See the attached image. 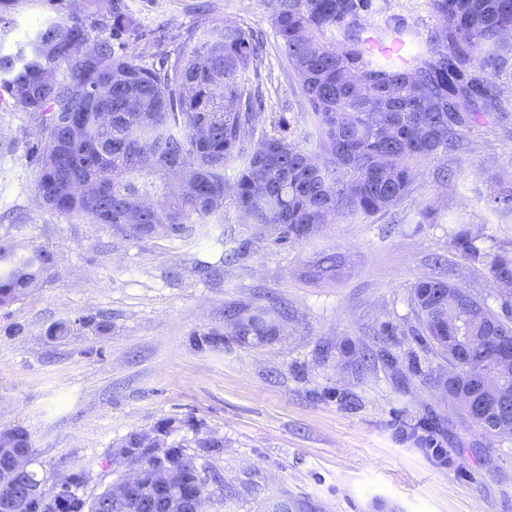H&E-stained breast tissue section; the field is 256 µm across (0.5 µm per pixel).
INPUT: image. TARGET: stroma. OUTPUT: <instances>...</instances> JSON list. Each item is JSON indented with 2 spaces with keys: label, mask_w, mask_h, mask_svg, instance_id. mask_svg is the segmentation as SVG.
<instances>
[{
  "label": "stroma",
  "mask_w": 512,
  "mask_h": 512,
  "mask_svg": "<svg viewBox=\"0 0 512 512\" xmlns=\"http://www.w3.org/2000/svg\"><path fill=\"white\" fill-rule=\"evenodd\" d=\"M138 21L127 48L138 54L189 50L193 30L241 24L264 40L253 83L264 92L258 131L287 118L304 140L308 110L298 77L276 37L267 0H123ZM112 0H8L0 5V51H15L43 21L78 11L92 35L107 31ZM402 18L427 37L430 0H372L369 24ZM504 110L475 127L456 150L421 163L412 192L363 224L321 227L307 240L275 243L273 233L239 262L222 265L223 241L245 231L234 207L209 237L126 238L106 225L38 204L26 151L40 119L0 103V240L38 245L54 265L38 288L0 307V430H26L32 468L46 487L85 477L93 497L123 471L111 451L133 432L172 427L215 440L190 453L218 476L205 512H224L225 486L253 479L234 512H267L272 500L317 512H512V437H492L462 419L438 390L447 360L415 337L412 285L443 280L499 309L486 274L489 255L512 247V220L490 209L512 192V75L500 76ZM454 172L453 181L441 178ZM433 223L413 218L424 203ZM481 232L478 257L448 241L451 214ZM343 255L335 281L301 280L315 252ZM220 265L203 277L201 265ZM284 299L279 333L257 343L225 335L224 309ZM106 317L107 329L96 318ZM65 326L64 336L54 330ZM216 331L217 343L198 342ZM387 350L395 366L360 365L363 351ZM443 448L439 465L432 447Z\"/></svg>",
  "instance_id": "1"
}]
</instances>
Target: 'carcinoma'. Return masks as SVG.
Masks as SVG:
<instances>
[{
    "mask_svg": "<svg viewBox=\"0 0 512 512\" xmlns=\"http://www.w3.org/2000/svg\"><path fill=\"white\" fill-rule=\"evenodd\" d=\"M272 26L297 74L310 112L314 149L285 135H256L262 96L246 75L257 69L261 46L250 30L226 25L196 35L175 57L150 63L127 51L125 37L137 22L113 0L105 36H90L86 19L71 13L41 23L14 53L0 52V89L17 106L42 119L28 152L35 190L50 209L107 224L117 234L141 238L162 233L194 240L233 205L249 236L233 239L222 261L244 256L273 228L277 240L307 239L341 217L362 224L394 208L412 190L416 166L458 148L467 133L502 112L496 78L512 53V0H432L438 24L403 62L370 53L363 34L381 43H405L419 34L396 18L368 29L370 0H269ZM331 33L339 42H325ZM233 175L227 176L226 170ZM479 229L460 217L448 225L451 246L475 255ZM53 262L43 246L24 251L0 244V305L37 287ZM344 261L318 254L300 277L332 281ZM494 284L512 283V250L489 256ZM419 340L448 360L437 386L459 401L466 420L480 425L497 413L498 399L483 389L497 377L509 398L512 371L500 370L495 336H512V295L500 311L445 281L413 285ZM284 303L232 304L224 309L231 335L259 343L279 332ZM131 433L116 443L142 485L161 491L158 463L176 470L178 484L210 483L184 445ZM18 454H31L28 432H3ZM112 500L107 488L92 498L76 492L50 509L30 501L26 512H139Z\"/></svg>",
    "mask_w": 512,
    "mask_h": 512,
    "instance_id": "carcinoma-1",
    "label": "carcinoma"
}]
</instances>
